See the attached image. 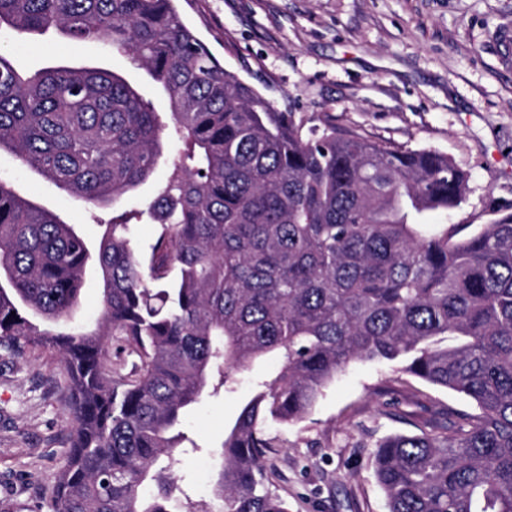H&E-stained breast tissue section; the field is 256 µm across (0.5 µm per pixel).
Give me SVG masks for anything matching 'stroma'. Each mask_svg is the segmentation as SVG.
Wrapping results in <instances>:
<instances>
[{"mask_svg":"<svg viewBox=\"0 0 512 512\" xmlns=\"http://www.w3.org/2000/svg\"><path fill=\"white\" fill-rule=\"evenodd\" d=\"M191 30L226 69L276 109L353 130L376 142L432 148L468 176L448 221L477 228L512 204V0H178ZM0 51L38 69L69 62L111 69L143 97L164 95L145 70L96 45L59 36L0 35ZM0 179L79 225L97 242L111 212L68 197L14 156L0 153ZM279 360L238 375L229 391L203 396L181 430L191 442L177 468L183 490L211 501L210 454L258 382ZM68 383L51 350L0 348V512H51V490L68 451ZM453 408L462 394L399 372L355 362L293 425L267 424L269 479L289 512H388L377 483V443L412 433L413 422Z\"/></svg>","mask_w":512,"mask_h":512,"instance_id":"35a3bbf8","label":"stroma"}]
</instances>
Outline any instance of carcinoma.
<instances>
[{
	"label": "carcinoma",
	"mask_w": 512,
	"mask_h": 512,
	"mask_svg": "<svg viewBox=\"0 0 512 512\" xmlns=\"http://www.w3.org/2000/svg\"><path fill=\"white\" fill-rule=\"evenodd\" d=\"M3 27L120 53L168 101L106 68L25 75L0 53V151L100 209L168 166L96 246L0 179V344L55 351L70 389L52 512H171L186 409L268 354L280 370L213 452L217 512H288L263 425L301 420L362 360L477 406L377 445L389 512H512V213L465 236L429 223L465 198L448 155L277 111L175 0H0ZM90 264L101 318L84 332L70 322ZM115 338L138 352L127 374L108 366Z\"/></svg>",
	"instance_id": "obj_1"
}]
</instances>
